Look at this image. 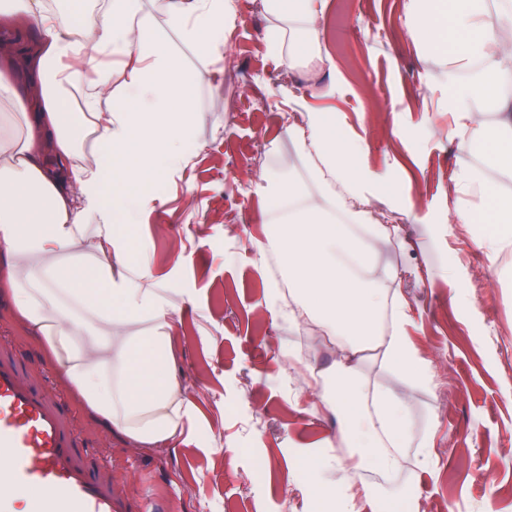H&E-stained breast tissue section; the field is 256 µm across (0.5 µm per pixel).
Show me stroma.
<instances>
[{
	"mask_svg": "<svg viewBox=\"0 0 512 512\" xmlns=\"http://www.w3.org/2000/svg\"><path fill=\"white\" fill-rule=\"evenodd\" d=\"M236 2L225 68L181 49L184 65L203 72L197 120L182 161L154 186L163 205L144 210L136 227L154 279L183 301L173 373L191 399V432L168 446L136 448L104 428L43 359L6 296L0 343L38 367L39 385L65 404L91 467H111L140 512H309L305 490L287 479L299 448L335 435L337 423L304 414L302 381L270 384L265 375L279 339L292 340L319 367L330 355L311 331L255 313L268 280L250 244L261 234L262 190L247 175L263 165L307 181L285 117L317 107L333 113L347 136L364 140L371 165L388 169L399 191L390 204L402 210L411 235L390 247L386 260L420 273L402 283L419 301L409 335L435 373L415 392L416 432L435 430L429 465L412 460L395 478L373 471L361 478L379 493L394 482L407 486L423 512H512V251L493 257L474 244V235L492 232V225H476L470 235L443 220L461 153L458 139L430 134L451 122L437 107L448 97L437 80L440 61L405 35L402 0H331L324 65L312 74L308 60L290 67L267 55L266 16L253 0ZM35 33L24 19L0 27L22 84ZM160 224L169 232L158 233ZM447 260L456 266L452 287L440 277ZM254 392L261 403L251 400ZM228 448L239 449L235 460L225 458ZM258 458L272 472L248 479Z\"/></svg>",
	"mask_w": 512,
	"mask_h": 512,
	"instance_id": "35a3bbf8",
	"label": "stroma"
}]
</instances>
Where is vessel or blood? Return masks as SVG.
<instances>
[{
  "label": "vessel or blood",
  "instance_id": "b4317fda",
  "mask_svg": "<svg viewBox=\"0 0 512 512\" xmlns=\"http://www.w3.org/2000/svg\"><path fill=\"white\" fill-rule=\"evenodd\" d=\"M19 491L34 512H129L111 470L88 465L68 410L0 352V512H15Z\"/></svg>",
  "mask_w": 512,
  "mask_h": 512
}]
</instances>
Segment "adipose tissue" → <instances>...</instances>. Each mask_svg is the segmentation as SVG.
Returning <instances> with one entry per match:
<instances>
[{
	"mask_svg": "<svg viewBox=\"0 0 512 512\" xmlns=\"http://www.w3.org/2000/svg\"><path fill=\"white\" fill-rule=\"evenodd\" d=\"M153 2L149 11L143 0H103L88 14L78 0L56 10L46 0H0L35 18L40 39L27 96L0 70V294L88 408L139 448L177 440L191 419L171 374L181 301L155 288L129 233L140 208L161 201L151 188L192 134L201 82L156 21L215 64L225 60L236 8V0ZM493 2L488 13L478 0H404V11L409 34L442 58L454 136L512 177V0ZM329 5L262 0L275 21L267 54L290 66L309 54ZM288 132L310 163L309 181L255 174L269 195L264 236L253 245L278 253L288 282L284 292L270 283L258 310L329 338L333 360L312 371L305 410L340 425L295 467L315 512L338 501L349 512H420L418 499L377 495L360 479L367 470L400 473L412 451L427 463L433 438L414 430V391L433 379L409 336L417 301L388 288L400 272L382 261L401 238L381 208L389 172L371 167L366 145L337 129L331 113L305 110ZM451 180L455 194L477 192L493 205L495 229L478 246L493 255L512 248V196L464 160ZM368 349L405 379V391L367 382L358 356Z\"/></svg>",
	"mask_w": 512,
	"mask_h": 512,
	"instance_id": "adipose-tissue-1",
	"label": "adipose tissue"
}]
</instances>
